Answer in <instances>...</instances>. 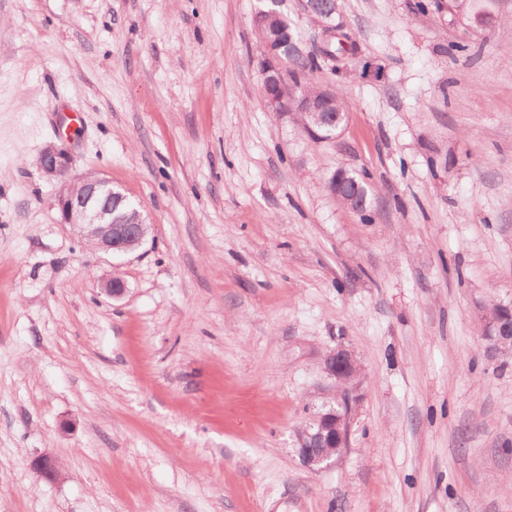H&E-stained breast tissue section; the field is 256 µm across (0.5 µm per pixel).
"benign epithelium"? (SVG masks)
Returning <instances> with one entry per match:
<instances>
[{"label": "benign epithelium", "mask_w": 512, "mask_h": 512, "mask_svg": "<svg viewBox=\"0 0 512 512\" xmlns=\"http://www.w3.org/2000/svg\"><path fill=\"white\" fill-rule=\"evenodd\" d=\"M263 58L259 65L260 76L267 85L288 80L278 48L262 43ZM265 103L272 112H299L309 118L311 132L327 127H340L345 119L324 112V104L308 94L295 98L293 103L274 94H265ZM39 167L49 178L61 181L55 205L60 223L75 227L93 246L112 254H124L139 246L147 237L146 222L142 211H128L127 196L112 186V182L89 173L73 181L65 179L71 162L69 157L54 146L46 147L39 156ZM500 332L498 352L512 354V326L502 321H492ZM323 371L336 383H346L357 374V362L344 348H338L323 360ZM357 400L354 391L343 390L336 405L320 413L316 419L301 426L302 435L297 440L295 452L308 467H320L332 460L336 453L348 446L349 413ZM30 468L41 479L54 480L62 475L59 460L50 453H40L30 460Z\"/></svg>", "instance_id": "benign-epithelium-1"}]
</instances>
